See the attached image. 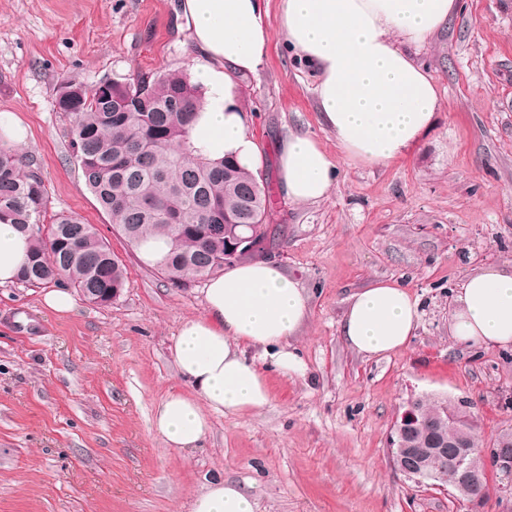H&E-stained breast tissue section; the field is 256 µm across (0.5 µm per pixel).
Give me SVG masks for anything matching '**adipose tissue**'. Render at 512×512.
<instances>
[{"label": "adipose tissue", "mask_w": 512, "mask_h": 512, "mask_svg": "<svg viewBox=\"0 0 512 512\" xmlns=\"http://www.w3.org/2000/svg\"><path fill=\"white\" fill-rule=\"evenodd\" d=\"M458 0H280L279 27L315 74L322 123L344 155L369 165L399 158L435 122L439 88L418 50L447 27ZM182 18L196 51L193 76L210 98L190 136L212 159L231 157L249 171L261 151L248 133L236 79L258 72L270 46L263 0H182ZM288 198L327 196L335 165L306 133L288 134L279 158ZM31 249L15 225L0 222V286L15 282ZM205 310L185 320L171 353L189 390L162 399L153 426L166 445L200 446L208 412L244 415L264 407L270 391L264 366L301 373L305 364L290 337L309 315L296 280L273 260H245L210 278ZM421 301L396 280L352 295L340 326L348 346L367 357L404 348L421 319ZM452 338L471 348L512 349V269L484 267L454 296ZM193 512H255L239 484L211 481Z\"/></svg>", "instance_id": "adipose-tissue-1"}]
</instances>
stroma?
<instances>
[{
	"instance_id": "stroma-1",
	"label": "stroma",
	"mask_w": 512,
	"mask_h": 512,
	"mask_svg": "<svg viewBox=\"0 0 512 512\" xmlns=\"http://www.w3.org/2000/svg\"><path fill=\"white\" fill-rule=\"evenodd\" d=\"M179 4L0 0V113L29 129L20 151L45 184V218L94 225L127 271L112 306L82 300L65 317L43 308L40 288L0 287V512H192L219 477L244 484L257 512H512L506 500L461 505L418 487L387 447L416 397L470 403L482 439L512 429V352L462 347L448 326L454 288L485 266H512V0H460L421 50L440 90L437 123L386 166L345 158L269 0L264 65L237 85L264 156L256 176L277 184L272 258L308 297L290 339L306 372L266 368L269 403L211 414L190 452L167 447L152 415L184 387L171 340L203 314L206 282L169 285L114 232L56 107L65 81L191 74ZM295 131L337 166L320 201L292 202L278 184L281 141ZM388 278L419 296L421 321L405 348L368 358L344 343L340 323L353 294Z\"/></svg>"
}]
</instances>
